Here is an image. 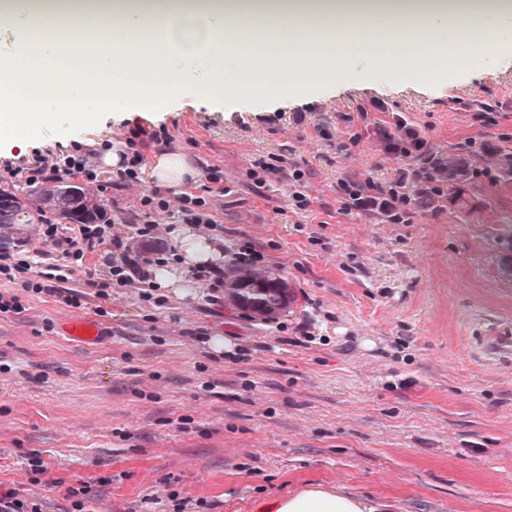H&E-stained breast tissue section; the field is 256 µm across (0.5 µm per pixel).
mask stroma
Returning <instances> with one entry per match:
<instances>
[{
  "instance_id": "35a3bbf8",
  "label": "stroma",
  "mask_w": 512,
  "mask_h": 512,
  "mask_svg": "<svg viewBox=\"0 0 512 512\" xmlns=\"http://www.w3.org/2000/svg\"><path fill=\"white\" fill-rule=\"evenodd\" d=\"M399 120L441 148L512 146V39L496 60L475 55L436 81L385 70L222 111L187 101L131 118L60 112L33 133L43 157L78 142L97 166L134 126L166 127L168 142L142 147L144 163L177 150L199 178L164 189L158 246H179L183 195L204 196L219 228L192 232L220 253L252 244L288 304L267 318L209 304L191 271L187 287L157 288L150 303L136 282L94 297L86 282L110 279V236L133 237L155 187L100 170L87 190L108 238L59 283L81 307L0 281L24 306L0 314V483L44 512H69L66 487L86 481L91 512H168L174 494L208 512H254L308 483L387 512H512V353L484 345L512 329V181L478 176L398 223L350 207L346 184L387 189L406 173L377 138ZM298 190L308 206H296ZM72 320L103 338L67 336ZM33 449L47 466L37 483L25 468Z\"/></svg>"
}]
</instances>
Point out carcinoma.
Masks as SVG:
<instances>
[{"instance_id":"cac0c4a2","label":"carcinoma","mask_w":512,"mask_h":512,"mask_svg":"<svg viewBox=\"0 0 512 512\" xmlns=\"http://www.w3.org/2000/svg\"><path fill=\"white\" fill-rule=\"evenodd\" d=\"M397 132H378L380 145L394 155L412 162L410 181L403 187L414 188V204L422 209H434L444 191L459 187L476 174L472 159L486 157L494 163V177L512 180V147L492 143L462 144L448 149H436L403 123ZM51 207L54 215L65 224H98L103 220L102 209L76 185H56L49 189L27 190L24 195L12 187H0V228L12 229L17 224L34 223L41 212L39 203ZM226 286L230 299L260 315H271L285 306L286 288L283 282L267 273L232 270Z\"/></svg>"}]
</instances>
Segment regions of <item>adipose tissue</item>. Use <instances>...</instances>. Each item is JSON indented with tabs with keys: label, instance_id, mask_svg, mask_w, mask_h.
<instances>
[{
	"label": "adipose tissue",
	"instance_id": "adipose-tissue-1",
	"mask_svg": "<svg viewBox=\"0 0 512 512\" xmlns=\"http://www.w3.org/2000/svg\"><path fill=\"white\" fill-rule=\"evenodd\" d=\"M468 16L443 0H0V131L17 151L54 112L161 111L186 98L288 100L391 66L441 78L449 58L495 55L490 12L477 42L449 40ZM198 176L178 152L150 177L175 189ZM256 512H377L338 488L309 485L259 500Z\"/></svg>",
	"mask_w": 512,
	"mask_h": 512
}]
</instances>
